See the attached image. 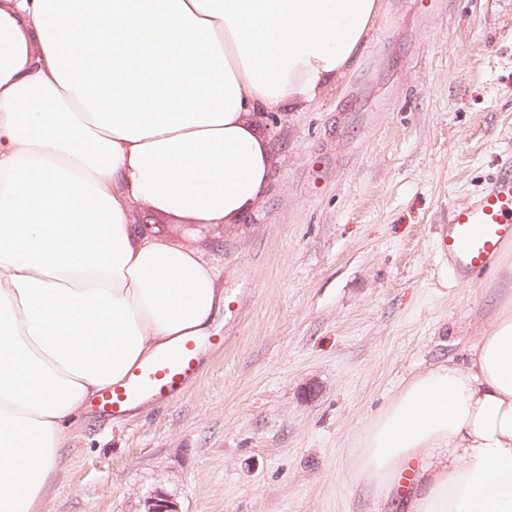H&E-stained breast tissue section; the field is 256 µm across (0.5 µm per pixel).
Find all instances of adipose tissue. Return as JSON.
Returning a JSON list of instances; mask_svg holds the SVG:
<instances>
[{"label": "adipose tissue", "mask_w": 512, "mask_h": 512, "mask_svg": "<svg viewBox=\"0 0 512 512\" xmlns=\"http://www.w3.org/2000/svg\"><path fill=\"white\" fill-rule=\"evenodd\" d=\"M382 7L0 0V512H35L66 422L224 307L214 269L132 204L239 223L271 174L260 113L336 83ZM358 444V481L400 512H512V297Z\"/></svg>", "instance_id": "1"}]
</instances>
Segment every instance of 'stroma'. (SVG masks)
<instances>
[{
  "mask_svg": "<svg viewBox=\"0 0 512 512\" xmlns=\"http://www.w3.org/2000/svg\"><path fill=\"white\" fill-rule=\"evenodd\" d=\"M273 172L237 224L194 236L224 290V338L179 399L112 427L79 415L40 512H386L352 475L356 437L417 370L464 360L512 289V252L458 283L451 206L512 156V0H384L356 64L306 109L262 114Z\"/></svg>",
  "mask_w": 512,
  "mask_h": 512,
  "instance_id": "stroma-1",
  "label": "stroma"
}]
</instances>
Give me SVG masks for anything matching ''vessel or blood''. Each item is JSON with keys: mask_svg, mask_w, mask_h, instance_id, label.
Wrapping results in <instances>:
<instances>
[{"mask_svg": "<svg viewBox=\"0 0 512 512\" xmlns=\"http://www.w3.org/2000/svg\"><path fill=\"white\" fill-rule=\"evenodd\" d=\"M508 243H512V161L479 195L449 209L439 248L457 280L467 283L489 270ZM203 364L197 340L184 339L176 349L159 352L133 368L121 384L108 387L97 408L113 423H121L143 403L181 397Z\"/></svg>", "mask_w": 512, "mask_h": 512, "instance_id": "obj_1", "label": "vessel or blood"}]
</instances>
